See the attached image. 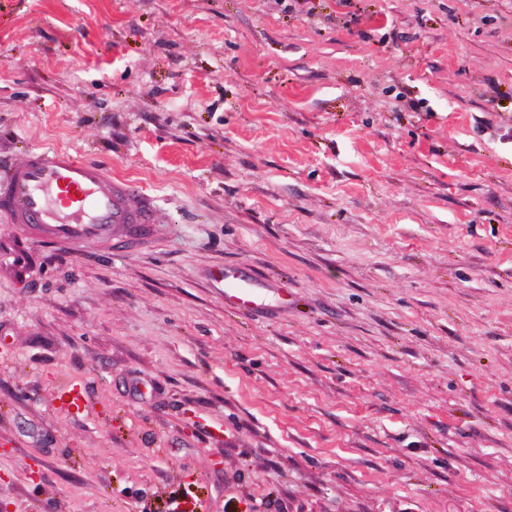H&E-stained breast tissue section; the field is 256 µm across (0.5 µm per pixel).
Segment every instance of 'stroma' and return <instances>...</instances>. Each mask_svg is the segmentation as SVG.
I'll return each instance as SVG.
<instances>
[{"label": "stroma", "instance_id": "stroma-1", "mask_svg": "<svg viewBox=\"0 0 512 512\" xmlns=\"http://www.w3.org/2000/svg\"><path fill=\"white\" fill-rule=\"evenodd\" d=\"M33 148L158 221L0 211V512H512V0H0ZM0 209L27 240L57 249L84 243L135 249L150 237L155 220L153 200L132 182L68 152L44 149L31 151L0 181ZM210 279L216 293L224 298L225 305L242 310L258 311L263 308V300L281 289L273 288L257 276L246 275L240 271L230 272L219 267L213 270Z\"/></svg>", "mask_w": 512, "mask_h": 512}]
</instances>
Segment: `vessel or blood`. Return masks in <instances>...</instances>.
Returning a JSON list of instances; mask_svg holds the SVG:
<instances>
[{
  "label": "vessel or blood",
  "mask_w": 512,
  "mask_h": 512,
  "mask_svg": "<svg viewBox=\"0 0 512 512\" xmlns=\"http://www.w3.org/2000/svg\"><path fill=\"white\" fill-rule=\"evenodd\" d=\"M0 210L31 242L57 249L84 243L131 250L147 240L154 203L132 182L65 151L36 149L0 181ZM210 279L225 304L262 309L274 289L256 276L224 268Z\"/></svg>",
  "instance_id": "b4317fda"
}]
</instances>
